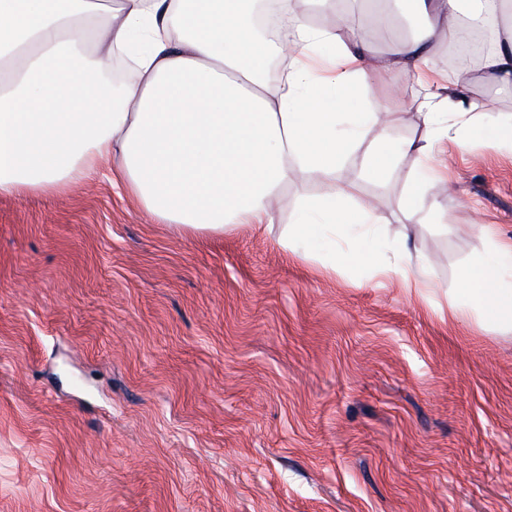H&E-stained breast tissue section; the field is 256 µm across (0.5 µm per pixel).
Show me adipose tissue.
<instances>
[{"mask_svg": "<svg viewBox=\"0 0 512 512\" xmlns=\"http://www.w3.org/2000/svg\"><path fill=\"white\" fill-rule=\"evenodd\" d=\"M410 2L422 16L417 36L379 56L344 15L315 24L279 0L295 38L275 73L278 49L254 24L253 0H0V196L107 172L178 233L220 236L242 224L271 228L280 190L305 174L330 192L298 204L281 245L305 243V259H319L339 225L375 249L385 236L379 218L348 208L355 187L336 180L380 118L367 108L374 73L401 71L427 89L425 141L447 114L464 117L470 138L512 146V125H487L467 107L474 73L443 87L430 78L436 43H454L464 15L496 32L478 73L512 85V0ZM120 54L137 77L112 84L106 73ZM349 92L357 109L344 116ZM414 148L370 147L364 178L386 179ZM511 261L512 245L497 248L463 279L494 323L512 324Z\"/></svg>", "mask_w": 512, "mask_h": 512, "instance_id": "1", "label": "adipose tissue"}]
</instances>
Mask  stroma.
Here are the masks:
<instances>
[{
	"instance_id": "1",
	"label": "stroma",
	"mask_w": 512,
	"mask_h": 512,
	"mask_svg": "<svg viewBox=\"0 0 512 512\" xmlns=\"http://www.w3.org/2000/svg\"><path fill=\"white\" fill-rule=\"evenodd\" d=\"M386 114L339 182L428 263V287L321 260L270 231L184 236L105 179L0 198V512H512V327L467 307L464 272L512 242V149L442 139L361 179L381 136L421 142L423 88L377 74ZM467 101L512 122V87ZM431 166L445 189L402 207Z\"/></svg>"
}]
</instances>
